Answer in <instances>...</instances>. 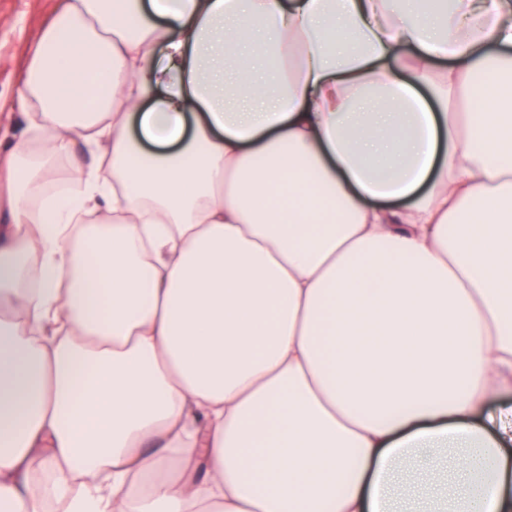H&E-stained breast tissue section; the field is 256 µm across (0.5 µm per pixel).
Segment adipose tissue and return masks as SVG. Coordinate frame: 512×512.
<instances>
[{"mask_svg": "<svg viewBox=\"0 0 512 512\" xmlns=\"http://www.w3.org/2000/svg\"><path fill=\"white\" fill-rule=\"evenodd\" d=\"M20 105L0 512H512V0H61Z\"/></svg>", "mask_w": 512, "mask_h": 512, "instance_id": "1", "label": "adipose tissue"}]
</instances>
